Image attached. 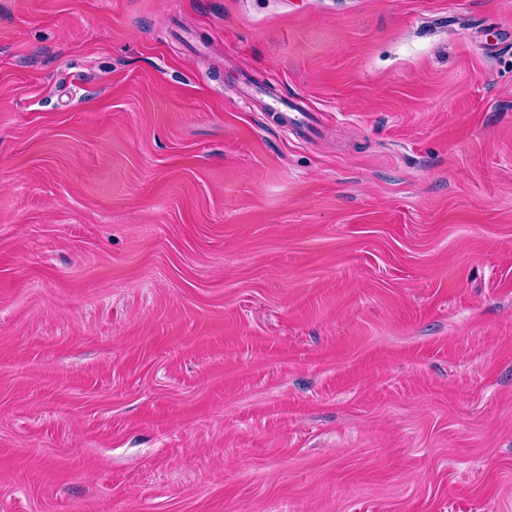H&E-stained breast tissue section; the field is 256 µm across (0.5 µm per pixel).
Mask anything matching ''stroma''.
Wrapping results in <instances>:
<instances>
[{
    "label": "stroma",
    "instance_id": "1",
    "mask_svg": "<svg viewBox=\"0 0 512 512\" xmlns=\"http://www.w3.org/2000/svg\"><path fill=\"white\" fill-rule=\"evenodd\" d=\"M0 512H512V0H0ZM286 104L281 98L272 100L270 109L274 112V118L276 119L277 126L287 129H297L306 127L311 121V115L309 112H284L283 108Z\"/></svg>",
    "mask_w": 512,
    "mask_h": 512
}]
</instances>
